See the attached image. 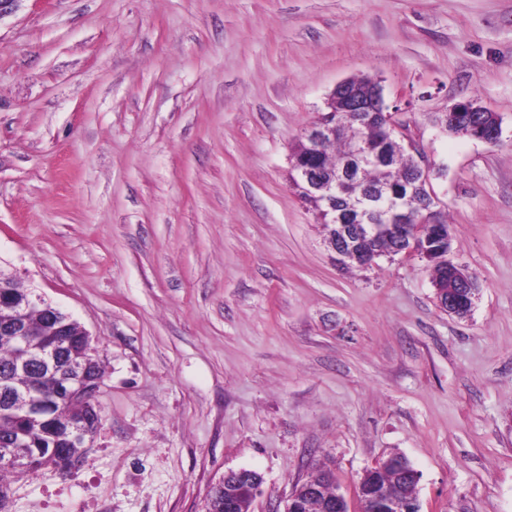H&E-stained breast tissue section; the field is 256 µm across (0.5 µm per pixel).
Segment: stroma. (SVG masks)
Here are the masks:
<instances>
[{"instance_id":"1","label":"stroma","mask_w":512,"mask_h":512,"mask_svg":"<svg viewBox=\"0 0 512 512\" xmlns=\"http://www.w3.org/2000/svg\"><path fill=\"white\" fill-rule=\"evenodd\" d=\"M352 75L407 107L467 317L415 256L336 266L289 180ZM472 97L499 143L440 133ZM0 272L92 335L84 463L6 512H269L314 466L353 495L393 453L421 512H512V0H20L0 18ZM262 483L261 475L252 470L228 472L212 486L224 491V496L215 497L211 491L207 512H251L249 506L257 495L262 493ZM243 498L248 503L247 508H240Z\"/></svg>"}]
</instances>
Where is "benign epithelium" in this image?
I'll return each mask as SVG.
<instances>
[{
    "label": "benign epithelium",
    "mask_w": 512,
    "mask_h": 512,
    "mask_svg": "<svg viewBox=\"0 0 512 512\" xmlns=\"http://www.w3.org/2000/svg\"><path fill=\"white\" fill-rule=\"evenodd\" d=\"M338 101L343 103L346 111L360 113L361 119L367 125H381L400 131V141L409 152L414 154L420 147L418 129L413 127L407 131L401 127L402 112L385 103L380 82L370 78H348L339 82L327 99L328 115L319 117L305 132L306 151L290 157V167L297 170L302 178L304 192L310 196L329 198L333 210L336 209V191H344L350 174L322 169L318 164V156L322 145L336 136V124L329 122V118L336 111ZM447 113L448 117L445 118V125L440 127L441 131H447L448 125L466 116L475 122L477 140L487 144L500 140L499 116L474 101L468 99L456 102L448 108ZM364 237L366 233L361 225H338L336 218H331L328 243L336 254V263L359 268L369 267V253L363 242ZM435 290L440 308L457 317L464 313L465 307L458 300L454 289L437 286ZM3 308L11 311L6 329L18 339L21 369L62 365L71 370L58 387L56 403L60 408L44 420V423L52 426L63 423L68 428L70 442L82 448L88 447V429L94 419V412L71 415L64 410L63 405L79 398L88 400L98 388L99 379L92 362L96 358V350L91 345L89 333L81 330L83 342L74 344L69 316L27 291L15 294L10 299L0 295V310ZM33 310L40 311L42 316L40 335L43 340L39 345L31 341L35 328L29 320V312ZM1 400L23 416L45 413L44 407L32 402L31 393L13 387L8 375L0 378ZM16 443L17 440L13 437L1 440L0 455L4 462L24 472L29 465L11 451ZM387 463V459L379 460L364 471L352 500L340 492L334 496L324 494L322 484L327 482V477L313 471L295 486L284 508L275 507L270 512H420L417 498L389 496L379 488L375 474ZM262 483L263 479L257 472L239 470L225 474L214 488L224 492V512H250L249 509L241 507V500L252 503L262 493Z\"/></svg>",
    "instance_id": "7a95c632"
}]
</instances>
